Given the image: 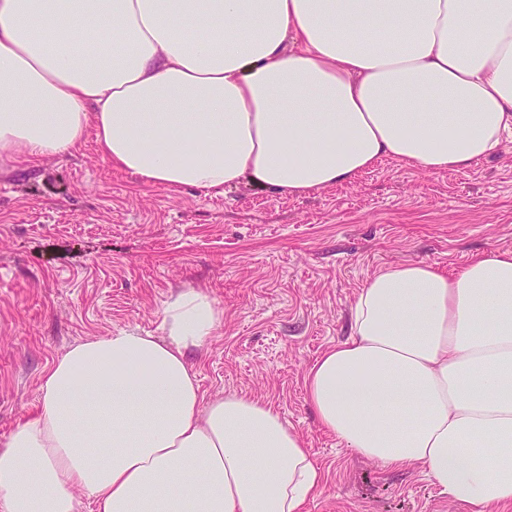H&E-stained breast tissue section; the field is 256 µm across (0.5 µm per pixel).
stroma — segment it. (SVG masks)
<instances>
[{
	"label": "stroma",
	"mask_w": 512,
	"mask_h": 512,
	"mask_svg": "<svg viewBox=\"0 0 512 512\" xmlns=\"http://www.w3.org/2000/svg\"><path fill=\"white\" fill-rule=\"evenodd\" d=\"M512 247V133L464 171L386 160L352 183L293 198L244 182L221 196L137 184L94 135L73 154L0 167V445L39 403L40 375L75 340L159 334L191 284L224 319L200 357L205 396L273 403L326 482L304 512H463L416 471L380 468L319 427L308 366L349 331L379 268L448 271Z\"/></svg>",
	"instance_id": "1"
}]
</instances>
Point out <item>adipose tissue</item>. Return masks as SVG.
<instances>
[{"instance_id":"ef3b65f1","label":"adipose tissue","mask_w":512,"mask_h":512,"mask_svg":"<svg viewBox=\"0 0 512 512\" xmlns=\"http://www.w3.org/2000/svg\"><path fill=\"white\" fill-rule=\"evenodd\" d=\"M90 130L139 183L216 196L248 180L305 197L385 158L462 171L512 131V0H0V164L72 154ZM223 316L189 286L163 337L54 359L0 448V512H76L80 494L93 512H302L325 474L301 433L199 386L188 355ZM304 385L345 448L422 470L464 512H506L512 248L378 269Z\"/></svg>"}]
</instances>
